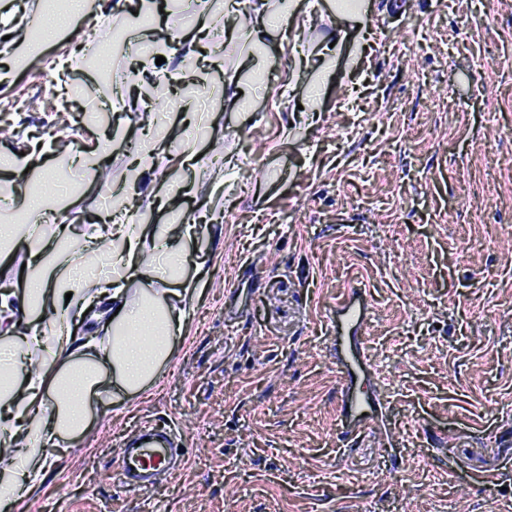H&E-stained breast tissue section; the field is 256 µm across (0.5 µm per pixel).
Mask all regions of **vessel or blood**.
I'll return each mask as SVG.
<instances>
[{"label":"vessel or blood","instance_id":"b4317fda","mask_svg":"<svg viewBox=\"0 0 512 512\" xmlns=\"http://www.w3.org/2000/svg\"><path fill=\"white\" fill-rule=\"evenodd\" d=\"M336 311L338 317L329 332L336 337L337 351L345 357L336 374L343 410L339 427L349 435L359 431L363 415L371 407L357 385L359 371L371 367L361 335L368 326V303L362 292L351 289L337 303ZM173 436L171 426L150 424L127 437L117 452L123 485L145 491L156 487L167 475L182 470L186 465L185 451L174 444Z\"/></svg>","mask_w":512,"mask_h":512}]
</instances>
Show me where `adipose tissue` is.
I'll list each match as a JSON object with an SVG mask.
<instances>
[{
  "label": "adipose tissue",
  "mask_w": 512,
  "mask_h": 512,
  "mask_svg": "<svg viewBox=\"0 0 512 512\" xmlns=\"http://www.w3.org/2000/svg\"><path fill=\"white\" fill-rule=\"evenodd\" d=\"M147 225L116 224L111 219L80 231L84 250L95 251L107 241L119 240L122 248L112 258L127 278L143 274L142 235ZM69 236L56 229L52 237H38L29 245L25 279L27 289L19 303L0 293V326L7 334L17 330L33 333L43 347L38 370L23 362L17 345L0 347V410L16 422V433L27 448L20 465L10 469L0 485V500L10 501L47 471L45 448L57 447L89 427L88 405L107 393L106 376H113L125 392L138 394L160 365L169 361L171 337L187 317L191 291L168 299L165 289L128 297L121 284L86 291L80 274L82 255L68 265L57 262L58 252ZM112 298L119 312L88 335H77L74 320L93 316L104 298ZM53 306L58 326L37 322L41 307Z\"/></svg>",
  "instance_id": "1"
}]
</instances>
